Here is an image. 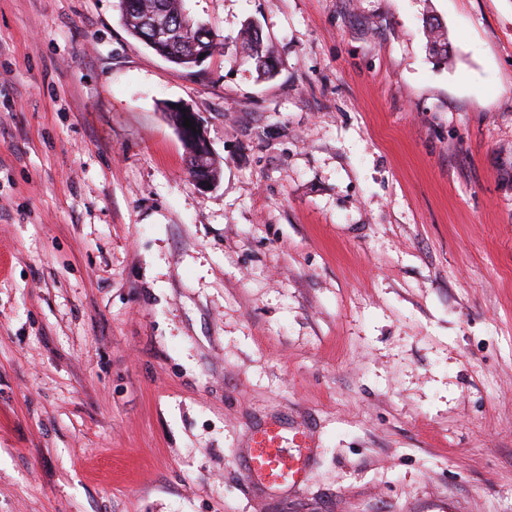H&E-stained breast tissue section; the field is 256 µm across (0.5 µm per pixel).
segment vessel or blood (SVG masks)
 <instances>
[{"label": "vessel or blood", "mask_w": 512, "mask_h": 512, "mask_svg": "<svg viewBox=\"0 0 512 512\" xmlns=\"http://www.w3.org/2000/svg\"><path fill=\"white\" fill-rule=\"evenodd\" d=\"M281 430L267 428L256 435L246 461L248 477H257L271 485L300 486L306 479L299 456L287 453Z\"/></svg>", "instance_id": "b4317fda"}]
</instances>
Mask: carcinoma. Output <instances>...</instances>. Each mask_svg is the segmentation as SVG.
<instances>
[{
    "label": "carcinoma",
    "instance_id": "carcinoma-1",
    "mask_svg": "<svg viewBox=\"0 0 512 512\" xmlns=\"http://www.w3.org/2000/svg\"><path fill=\"white\" fill-rule=\"evenodd\" d=\"M120 10L127 31L142 42L152 35L151 22L160 17L167 28V47L171 55L170 63L192 69L195 64L191 57L202 45L216 39L210 28L189 18L184 0H120ZM426 34L431 51L445 60L448 58V39L444 28L438 22L426 23ZM243 46L256 61L257 69L265 75L274 71L273 51L263 41L259 30L247 26L239 33ZM169 115L178 129L189 153V173L201 167L205 174L215 182L221 175V169L212 157L211 151L203 149L200 142L184 126L186 113L181 109H169Z\"/></svg>",
    "mask_w": 512,
    "mask_h": 512
}]
</instances>
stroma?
Instances as JSON below:
<instances>
[{
	"mask_svg": "<svg viewBox=\"0 0 512 512\" xmlns=\"http://www.w3.org/2000/svg\"><path fill=\"white\" fill-rule=\"evenodd\" d=\"M185 8L190 70L0 0V512H512V0ZM270 421L300 488L246 475ZM425 28L431 51L434 55L439 56L440 60H446L448 58V39L444 28L436 19L426 23ZM239 39L256 61L257 69L264 75H271L275 68L273 51L265 45L259 30L248 25L239 33ZM186 113L183 112V109L175 110L173 107L169 109L170 118L181 134L189 153V174L193 177L196 167L204 168L205 174L214 183L219 179L221 169L212 157L211 151L203 149L200 142L184 126L185 118H187Z\"/></svg>",
	"mask_w": 512,
	"mask_h": 512,
	"instance_id": "obj_1",
	"label": "stroma"
}]
</instances>
